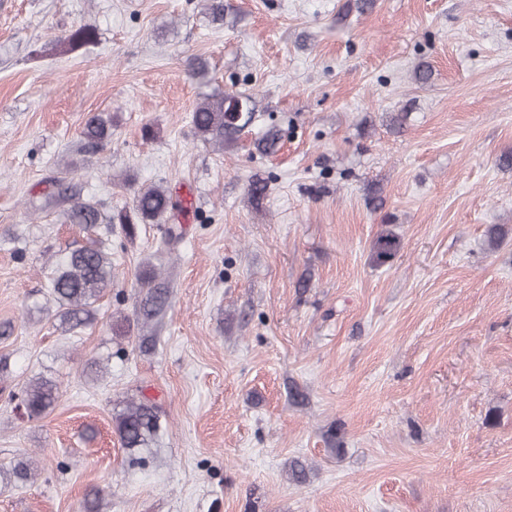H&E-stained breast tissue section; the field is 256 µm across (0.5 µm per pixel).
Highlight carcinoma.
Segmentation results:
<instances>
[{
    "label": "carcinoma",
    "mask_w": 512,
    "mask_h": 512,
    "mask_svg": "<svg viewBox=\"0 0 512 512\" xmlns=\"http://www.w3.org/2000/svg\"><path fill=\"white\" fill-rule=\"evenodd\" d=\"M97 29L81 26L58 39V44L75 50L94 43ZM236 97L242 100L244 110L236 123L226 119V103ZM255 107L253 97L246 94H212L204 98L192 112L195 134L205 143L224 147L236 142L246 128L253 124ZM85 146L96 151L112 139V116L93 113L88 116L82 129ZM184 203L166 187L143 184L133 192L130 206L120 207L108 215L103 214L92 200L74 198L65 216L69 224H78L86 231L100 224H123L128 238L135 235L137 224H157L168 221L179 223ZM398 238L392 234L379 237L374 246L373 259L382 264L397 251ZM112 287V249L96 238L60 257L49 278V288L57 307L60 323L70 330L87 326L93 319L95 304L104 291ZM164 306L161 290L155 288L147 295L143 315L152 318ZM58 398V387L49 379L39 378L26 386L19 396L20 404L28 417L38 418L51 410ZM121 447L130 452L144 447L148 439L159 429V417L149 400L131 401L115 416Z\"/></svg>",
    "instance_id": "cac0c4a2"
}]
</instances>
